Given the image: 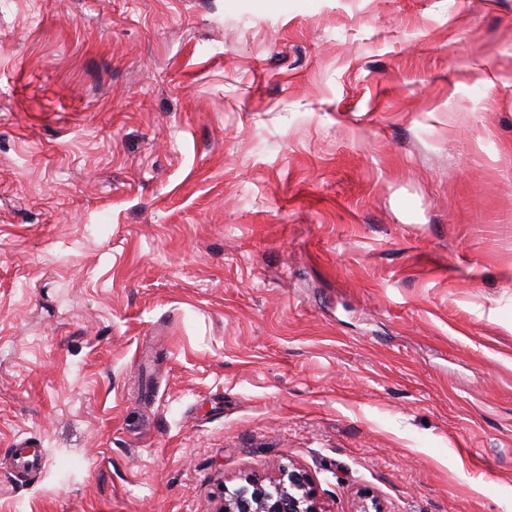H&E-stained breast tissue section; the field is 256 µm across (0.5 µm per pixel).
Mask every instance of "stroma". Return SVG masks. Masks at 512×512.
Returning a JSON list of instances; mask_svg holds the SVG:
<instances>
[{
    "label": "stroma",
    "mask_w": 512,
    "mask_h": 512,
    "mask_svg": "<svg viewBox=\"0 0 512 512\" xmlns=\"http://www.w3.org/2000/svg\"><path fill=\"white\" fill-rule=\"evenodd\" d=\"M295 467L512 512V0H0V512ZM17 471L24 474L33 473L42 468L45 457L39 448H12Z\"/></svg>",
    "instance_id": "1"
}]
</instances>
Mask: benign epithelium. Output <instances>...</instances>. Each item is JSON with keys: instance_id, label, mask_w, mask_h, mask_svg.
<instances>
[{"instance_id": "7a95c632", "label": "benign epithelium", "mask_w": 512, "mask_h": 512, "mask_svg": "<svg viewBox=\"0 0 512 512\" xmlns=\"http://www.w3.org/2000/svg\"><path fill=\"white\" fill-rule=\"evenodd\" d=\"M248 484L252 489L228 494L220 512H322L310 478L301 471L283 470L279 478L270 481L275 488L272 494L259 478L249 480Z\"/></svg>"}]
</instances>
